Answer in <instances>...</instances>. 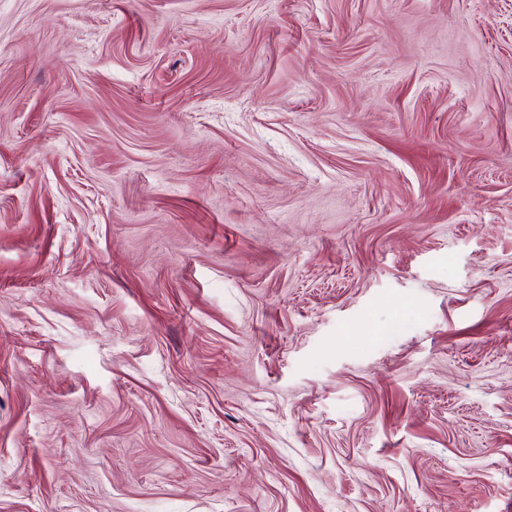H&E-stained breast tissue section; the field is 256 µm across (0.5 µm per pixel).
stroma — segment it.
Segmentation results:
<instances>
[{
  "label": "stroma",
  "instance_id": "stroma-1",
  "mask_svg": "<svg viewBox=\"0 0 512 512\" xmlns=\"http://www.w3.org/2000/svg\"><path fill=\"white\" fill-rule=\"evenodd\" d=\"M0 512H512V0H0Z\"/></svg>",
  "mask_w": 512,
  "mask_h": 512
}]
</instances>
